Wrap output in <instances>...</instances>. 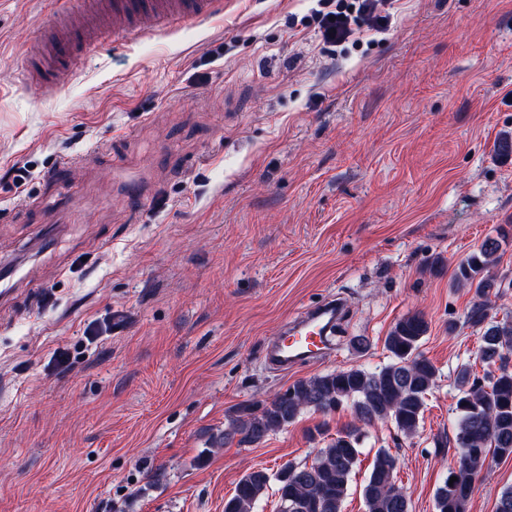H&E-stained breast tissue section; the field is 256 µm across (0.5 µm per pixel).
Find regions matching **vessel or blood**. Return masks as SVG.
Instances as JSON below:
<instances>
[{
  "mask_svg": "<svg viewBox=\"0 0 512 512\" xmlns=\"http://www.w3.org/2000/svg\"><path fill=\"white\" fill-rule=\"evenodd\" d=\"M221 0H80L77 9L51 18V34L26 52L27 74L44 93H54L67 79L62 56L68 45L97 43L102 30L127 42L137 39L144 24L168 29L188 20L212 16ZM344 311L341 300L330 299L290 321L269 347L268 362L282 370L317 362L332 350L331 337Z\"/></svg>",
  "mask_w": 512,
  "mask_h": 512,
  "instance_id": "b4317fda",
  "label": "vessel or blood"
}]
</instances>
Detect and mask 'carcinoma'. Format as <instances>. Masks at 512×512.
<instances>
[{"instance_id": "obj_1", "label": "carcinoma", "mask_w": 512, "mask_h": 512, "mask_svg": "<svg viewBox=\"0 0 512 512\" xmlns=\"http://www.w3.org/2000/svg\"><path fill=\"white\" fill-rule=\"evenodd\" d=\"M511 238L505 230L489 237L456 265V287L474 291L466 322L482 331L480 359L489 371L487 384L480 386L470 365L462 364L457 370L455 448L460 467L449 470L438 488L437 512H466L473 482L488 459L512 456V368L502 364L512 354V320L498 321L489 313L490 296L500 292V280L491 268ZM427 331L423 315L401 318L385 337L388 364L374 370L336 369L300 379L283 392L230 410L224 429L211 434L209 447L258 445L288 427L305 409L330 415L349 406L357 423L319 449L310 464L290 462L275 474L265 469L246 473L224 502V512H254L273 485L278 512H341L362 454V427L390 421L407 438L418 434L426 396L438 378V369L420 351ZM396 469L397 458L387 449H378L363 488L367 512H410V496L396 483ZM452 476L457 481L450 482Z\"/></svg>"}]
</instances>
